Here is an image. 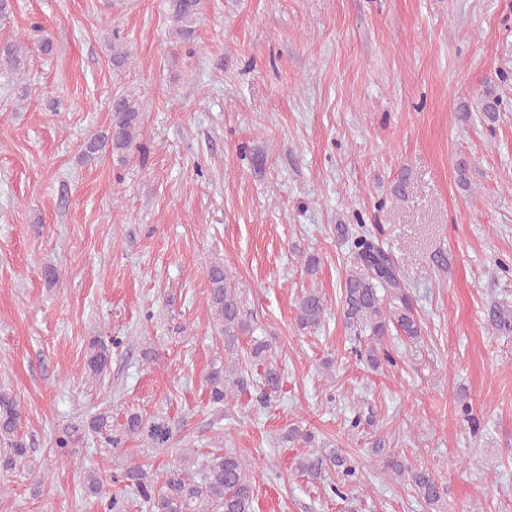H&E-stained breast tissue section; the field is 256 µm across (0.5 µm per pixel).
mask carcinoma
Listing matches in <instances>:
<instances>
[{
    "label": "carcinoma",
    "mask_w": 512,
    "mask_h": 512,
    "mask_svg": "<svg viewBox=\"0 0 512 512\" xmlns=\"http://www.w3.org/2000/svg\"><path fill=\"white\" fill-rule=\"evenodd\" d=\"M204 0H171L175 33L188 40L203 14ZM27 59L23 46L11 39L0 40V64L18 70ZM500 100L495 88L488 85L477 97L476 108L483 118L497 119ZM140 105L131 94H120L112 102V122L103 131L91 135L83 144L81 158L95 161L108 154L126 161L140 135ZM353 265L347 269L341 287V314L347 326L357 334L371 336L375 346L368 348L366 362L373 368L392 365L395 358L384 339L392 334L412 343L423 337L421 318L415 313L397 266L384 252L365 225H358L352 238ZM210 312L222 340L224 361L212 367L205 377L208 403L227 408L241 397L266 405L283 389L284 372L272 344L259 337L242 349V338L253 333L242 301L232 286L224 266L209 267ZM384 288L386 295L378 294ZM328 302L318 288L305 290L296 302V324L299 329H318L327 314ZM491 326L512 332V311L496 306L491 312ZM121 340L97 337L89 342L84 362L86 374L92 378L105 373L112 362V349ZM23 418L20 400L10 389L0 387V469H30V448L19 436ZM89 431L110 447L117 449L125 439L134 436L148 448L172 447L173 431L162 415L145 417L137 412L127 414L124 430L113 432L110 415L101 412L90 419ZM80 427L62 429L54 441L55 454H76ZM282 444H301L306 450L294 461V471L312 484L327 486L335 494L341 488L360 480L358 463L338 448L316 444V435L299 424H293L278 435ZM384 469L402 477L416 497L429 508L439 507L445 489L436 476L424 467H415L393 456ZM256 477L251 464L239 453L226 448L201 462L184 451L160 470L141 462H130L116 473L105 466L86 471V490L99 498L104 512H128L129 496L147 504L148 512H254Z\"/></svg>",
    "instance_id": "carcinoma-1"
}]
</instances>
